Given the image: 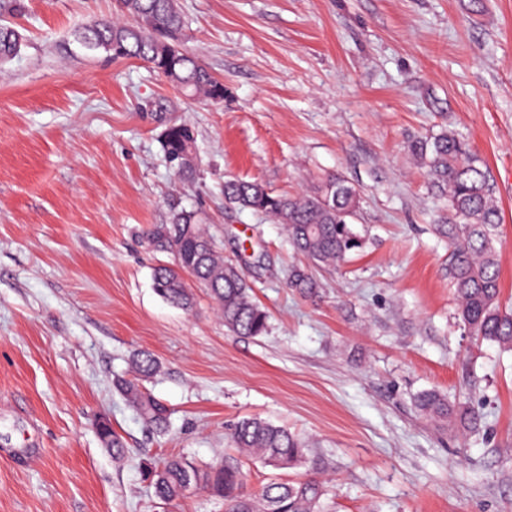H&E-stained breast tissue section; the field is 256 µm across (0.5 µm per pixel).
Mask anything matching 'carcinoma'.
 Returning a JSON list of instances; mask_svg holds the SVG:
<instances>
[{
  "mask_svg": "<svg viewBox=\"0 0 512 512\" xmlns=\"http://www.w3.org/2000/svg\"><path fill=\"white\" fill-rule=\"evenodd\" d=\"M118 17L94 21L73 32L87 51L103 50L115 59L141 60L192 100L224 101V83L194 55L183 48L184 18L177 0H117ZM24 37L13 26L0 23V63L20 54ZM165 158L177 174L193 180L199 173L194 128L172 121L162 135ZM410 150L428 169L434 188L448 199V219L436 225L439 237L448 240L451 259L448 282L457 302L458 318L477 342L512 351V310L500 298L496 243L502 223L501 209L490 176L469 144L451 130H442L413 141ZM224 201L238 210L270 216L286 226L289 241L313 264L335 268L349 252L362 248L361 236L351 227L358 208V191L340 179L328 180L313 194H276L257 180L224 181ZM175 240V267L159 266L153 287L167 303L190 309L192 294L183 274L208 288L224 318V326L247 337L267 331L268 313L253 296L245 274L217 251L201 216L175 209L170 223L157 224L148 233L155 250L167 251ZM288 287L307 298L319 295L320 285L306 267L288 272ZM159 371L149 352L134 356V375L113 381L115 389L153 433L168 431L170 410L143 384ZM421 411L438 419L459 417L475 426L478 416L464 406H454L436 391L421 394ZM100 443L115 460L129 454L124 438L110 422L96 423ZM230 438L238 454H225L216 466H203L184 455H172L158 465H146L142 479L164 501L206 490L224 501V512H323V484L318 480L271 483L261 492L247 489L243 460H257L283 468L305 460L306 442L288 429L260 418H245L231 427Z\"/></svg>",
  "mask_w": 512,
  "mask_h": 512,
  "instance_id": "1",
  "label": "carcinoma"
}]
</instances>
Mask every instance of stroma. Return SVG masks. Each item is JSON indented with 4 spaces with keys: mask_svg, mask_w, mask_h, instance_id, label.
<instances>
[{
    "mask_svg": "<svg viewBox=\"0 0 512 512\" xmlns=\"http://www.w3.org/2000/svg\"><path fill=\"white\" fill-rule=\"evenodd\" d=\"M184 46L224 83L186 98L147 64L89 52L76 27L114 0H24L21 54L0 65V512H224L202 491L166 503L140 475L172 453L216 463L258 416L308 443L304 465L245 463L248 487L317 478L326 512H512V352L456 318L448 212L410 140L447 128L487 166L503 209L501 302L512 306V0H178ZM196 131L180 180L168 119ZM359 192L364 240L315 269L316 300L286 286L303 264L281 227L224 203V181ZM201 212L269 314L230 332L205 288L184 311L154 291L173 257L146 239L173 208ZM170 411L150 433L115 390L132 355ZM435 390L477 430L422 415ZM110 420L133 455L115 462ZM96 429L102 447L112 455L113 459L121 461L128 456L129 449L126 448L124 438L112 428L110 422L99 419Z\"/></svg>",
    "mask_w": 512,
    "mask_h": 512,
    "instance_id": "1",
    "label": "stroma"
}]
</instances>
